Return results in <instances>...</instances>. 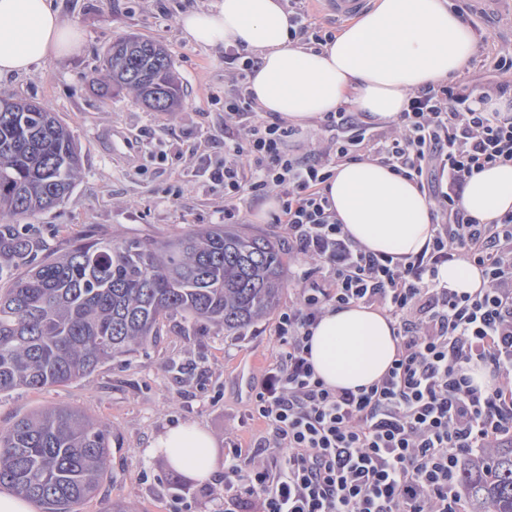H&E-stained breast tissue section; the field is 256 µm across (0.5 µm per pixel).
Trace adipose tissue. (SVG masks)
<instances>
[{"label": "adipose tissue", "mask_w": 512, "mask_h": 512, "mask_svg": "<svg viewBox=\"0 0 512 512\" xmlns=\"http://www.w3.org/2000/svg\"><path fill=\"white\" fill-rule=\"evenodd\" d=\"M183 36L203 47H232L258 57L247 91L261 111L307 127L344 103L387 126L407 106L410 91L455 77L476 49L471 28L448 0H378L334 41L312 48L289 35L281 0H211L179 20ZM80 29L52 0H0V79L78 53ZM336 216L366 249L407 261L432 240L430 205L417 184L376 160L343 162L328 182ZM461 208L489 224L512 211V165L480 172ZM316 373L333 388L380 379L396 354L390 321L363 305L328 310L311 340ZM153 447L199 482L219 468L203 428H166Z\"/></svg>", "instance_id": "ef3b65f1"}]
</instances>
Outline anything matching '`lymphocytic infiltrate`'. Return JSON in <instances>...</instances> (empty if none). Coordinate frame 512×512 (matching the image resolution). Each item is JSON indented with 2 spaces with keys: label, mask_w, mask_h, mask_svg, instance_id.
Instances as JSON below:
<instances>
[{
  "label": "lymphocytic infiltrate",
  "mask_w": 512,
  "mask_h": 512,
  "mask_svg": "<svg viewBox=\"0 0 512 512\" xmlns=\"http://www.w3.org/2000/svg\"><path fill=\"white\" fill-rule=\"evenodd\" d=\"M288 11L292 37L334 40L308 0H288ZM224 63L237 77L224 93V164L212 174L224 184V221L239 223L244 197L278 191L273 221L287 226L300 267L297 298L275 326L282 357L249 411L266 430L252 450L230 443L224 512H461L466 463L512 441V212L483 224L459 206L476 174L512 163V113L474 106L512 102V53L494 58L500 81L414 90L388 129L348 106L325 113L326 146L301 156L289 148L296 128L260 115L246 91L258 59L232 49ZM365 155L414 181L431 205V246L408 261L360 246L332 208L336 166ZM459 259L482 273L474 294L437 281L439 266ZM351 303L392 322L397 353L370 386L332 388L311 361L312 330ZM477 369L489 385L475 384Z\"/></svg>",
  "instance_id": "obj_1"
}]
</instances>
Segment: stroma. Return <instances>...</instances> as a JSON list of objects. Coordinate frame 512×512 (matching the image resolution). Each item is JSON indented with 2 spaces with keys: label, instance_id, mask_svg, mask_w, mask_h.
<instances>
[{
  "label": "stroma",
  "instance_id": "1",
  "mask_svg": "<svg viewBox=\"0 0 512 512\" xmlns=\"http://www.w3.org/2000/svg\"><path fill=\"white\" fill-rule=\"evenodd\" d=\"M210 0H55L84 36L82 51L35 65L0 81V96L45 104L71 130L83 169L60 205L21 219L52 244L101 231L115 238L181 234L224 221V185L208 164L224 158V91L235 82L223 49L182 35V14ZM476 51L463 75L477 82L495 51L512 45V0H473ZM136 33L167 45L184 89L176 112H154L131 95L102 97L93 79L99 57L117 37ZM117 129L138 146L135 159L113 153L105 136ZM277 313L228 334L174 313L148 345L91 374L40 390L0 395V431L48 406L80 411L110 431V463L94 498L78 512H224V478L176 480L165 455L152 451L167 427L193 423L208 431L218 455L229 442L247 447L262 434L249 419L253 387L279 355Z\"/></svg>",
  "mask_w": 512,
  "mask_h": 512
}]
</instances>
